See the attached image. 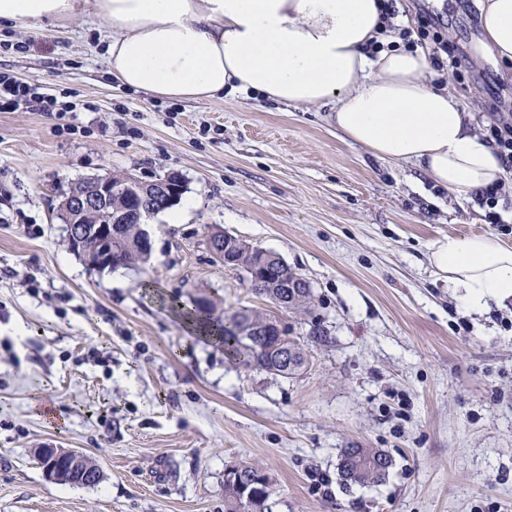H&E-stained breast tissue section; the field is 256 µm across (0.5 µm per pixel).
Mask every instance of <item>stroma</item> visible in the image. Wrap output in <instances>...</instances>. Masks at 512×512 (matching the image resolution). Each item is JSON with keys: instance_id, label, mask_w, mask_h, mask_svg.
<instances>
[{"instance_id": "1", "label": "stroma", "mask_w": 512, "mask_h": 512, "mask_svg": "<svg viewBox=\"0 0 512 512\" xmlns=\"http://www.w3.org/2000/svg\"><path fill=\"white\" fill-rule=\"evenodd\" d=\"M416 2L458 56L435 80L481 126L512 117L479 0ZM104 31L89 12L0 25V72L77 105L0 106V512H224L238 463L268 474L273 512H512V300L466 312L430 262L446 235L512 246V184L491 204L449 194L345 140L327 105L118 88ZM169 172L182 218H150L146 262L97 271L70 248L57 205L74 183ZM210 228L280 255L307 307L276 311L224 269ZM202 298L279 315L307 368L229 359L176 312ZM40 448L81 451L102 482L50 480ZM346 448L383 450L385 479L342 482Z\"/></svg>"}]
</instances>
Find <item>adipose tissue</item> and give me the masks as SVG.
I'll use <instances>...</instances> for the list:
<instances>
[{
    "instance_id": "ef3b65f1",
    "label": "adipose tissue",
    "mask_w": 512,
    "mask_h": 512,
    "mask_svg": "<svg viewBox=\"0 0 512 512\" xmlns=\"http://www.w3.org/2000/svg\"><path fill=\"white\" fill-rule=\"evenodd\" d=\"M381 0H0V22H70L92 10L110 33L105 62L118 86L167 100L258 92L294 106L334 103L353 143L412 163L452 194H478L508 174L445 86H430L428 53L366 46ZM493 55L512 63V0H485ZM430 262L464 308L512 299V248L490 235H447Z\"/></svg>"
}]
</instances>
